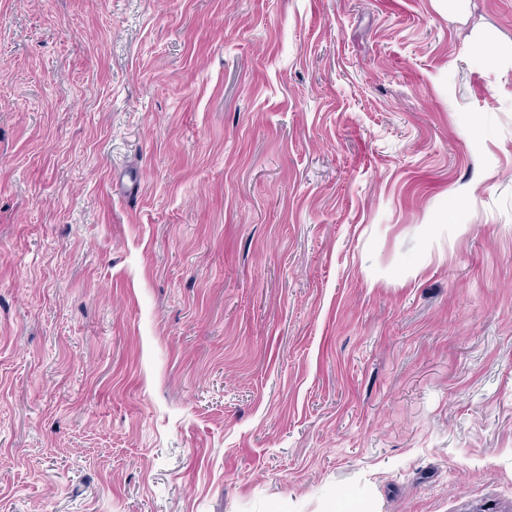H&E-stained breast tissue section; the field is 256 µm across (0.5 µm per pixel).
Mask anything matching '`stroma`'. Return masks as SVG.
I'll return each mask as SVG.
<instances>
[{"instance_id":"35a3bbf8","label":"stroma","mask_w":512,"mask_h":512,"mask_svg":"<svg viewBox=\"0 0 512 512\" xmlns=\"http://www.w3.org/2000/svg\"><path fill=\"white\" fill-rule=\"evenodd\" d=\"M353 506L512 512V0H0V512Z\"/></svg>"}]
</instances>
